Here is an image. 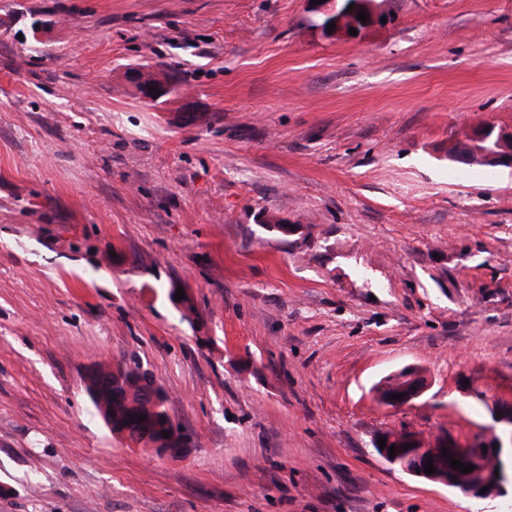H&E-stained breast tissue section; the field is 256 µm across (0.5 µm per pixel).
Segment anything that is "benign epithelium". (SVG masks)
I'll use <instances>...</instances> for the list:
<instances>
[{
	"label": "benign epithelium",
	"instance_id": "1",
	"mask_svg": "<svg viewBox=\"0 0 512 512\" xmlns=\"http://www.w3.org/2000/svg\"><path fill=\"white\" fill-rule=\"evenodd\" d=\"M365 11L368 20L361 22L357 13ZM320 22L317 27L328 38L349 36V30L354 28L362 32L372 26L381 25V19L389 17L379 8L377 0H325L318 4ZM335 24V30L328 31L329 24ZM451 160L467 165L479 164L491 168H512V134L506 135L496 129L492 123L474 127L465 139L455 142L450 153ZM399 372L406 374L412 380V386L403 392L400 399H392L385 393H376L379 404L387 407H401L412 403L421 397L428 388V378L425 370L415 365H407ZM482 398L494 420V425L484 433L463 443L452 437L439 442L426 443L412 433L387 434L386 447L376 449L377 454L391 466H401L406 474L419 480L458 489L466 496L484 500L501 493L509 481L506 470L498 469V474L482 473V480L469 484L455 483L457 470L451 468L450 459H457L464 464L478 467L482 458L495 461L504 453L503 438L512 443V402L505 403L495 393H485ZM115 434L133 447L147 445L155 454L176 459L182 456L184 448L178 438L177 424L172 418H167L161 427L150 428L144 424L118 422L111 424ZM168 437H163V434ZM413 447L407 449L405 445ZM394 447V456H389V447ZM447 450L451 458L443 457L442 450ZM432 461L435 472L429 475L423 472L427 461Z\"/></svg>",
	"mask_w": 512,
	"mask_h": 512
}]
</instances>
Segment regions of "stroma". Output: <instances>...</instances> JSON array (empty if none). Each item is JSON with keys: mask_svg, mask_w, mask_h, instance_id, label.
I'll return each instance as SVG.
<instances>
[{"mask_svg": "<svg viewBox=\"0 0 512 512\" xmlns=\"http://www.w3.org/2000/svg\"><path fill=\"white\" fill-rule=\"evenodd\" d=\"M381 8L332 39L309 0H0V512H512L373 448L512 401V169L448 157L512 131V0ZM132 361L182 458L93 407ZM396 372L405 373L404 379L413 381L412 386L403 393L401 399H390V395L376 392L379 404L387 407H401L411 404L414 400L421 397L428 388V378L425 370L415 365H407Z\"/></svg>", "mask_w": 512, "mask_h": 512, "instance_id": "1", "label": "stroma"}]
</instances>
